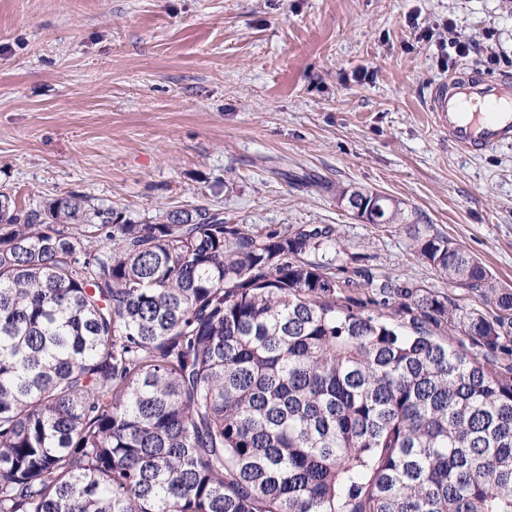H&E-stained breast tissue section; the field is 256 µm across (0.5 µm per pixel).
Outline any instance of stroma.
Listing matches in <instances>:
<instances>
[{
  "label": "stroma",
  "instance_id": "1",
  "mask_svg": "<svg viewBox=\"0 0 512 512\" xmlns=\"http://www.w3.org/2000/svg\"><path fill=\"white\" fill-rule=\"evenodd\" d=\"M459 71L512 77V0H0V189L136 223L331 224L347 255L447 291L405 227L334 192L376 190L512 285V145L464 154L431 110Z\"/></svg>",
  "mask_w": 512,
  "mask_h": 512
}]
</instances>
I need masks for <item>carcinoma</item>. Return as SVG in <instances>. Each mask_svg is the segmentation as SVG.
<instances>
[{"instance_id":"obj_1","label":"carcinoma","mask_w":512,"mask_h":512,"mask_svg":"<svg viewBox=\"0 0 512 512\" xmlns=\"http://www.w3.org/2000/svg\"><path fill=\"white\" fill-rule=\"evenodd\" d=\"M378 199L480 305L328 224L1 192L0 512H512V286Z\"/></svg>"}]
</instances>
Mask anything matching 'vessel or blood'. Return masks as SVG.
<instances>
[{
  "mask_svg": "<svg viewBox=\"0 0 512 512\" xmlns=\"http://www.w3.org/2000/svg\"><path fill=\"white\" fill-rule=\"evenodd\" d=\"M432 109L456 147L479 154L512 143V80L464 72L436 85Z\"/></svg>",
  "mask_w": 512,
  "mask_h": 512,
  "instance_id": "obj_1",
  "label": "vessel or blood"
}]
</instances>
